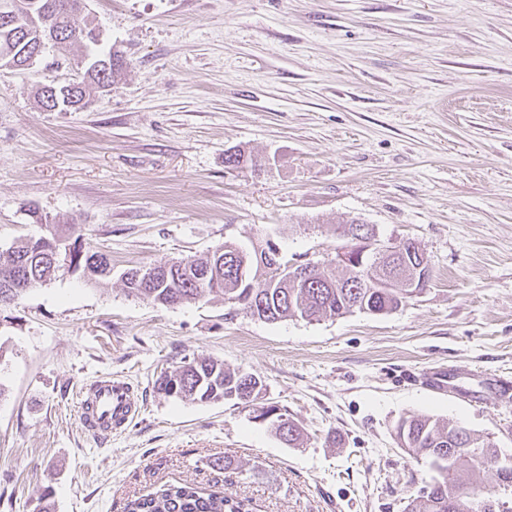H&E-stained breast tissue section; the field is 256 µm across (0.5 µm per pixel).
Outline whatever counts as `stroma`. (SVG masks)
<instances>
[{
  "label": "stroma",
  "instance_id": "35a3bbf8",
  "mask_svg": "<svg viewBox=\"0 0 512 512\" xmlns=\"http://www.w3.org/2000/svg\"><path fill=\"white\" fill-rule=\"evenodd\" d=\"M126 65L76 112L42 85L85 49L0 69V251L44 228L106 254L0 306V512H125L193 483L254 512H404L431 471L400 448L405 416L440 417L512 454V0H84ZM250 157L226 167L229 151ZM413 239L432 278L388 314L278 323L221 298L128 296L127 269L274 240L283 260L334 255V227ZM253 372L261 403L303 429L279 440L234 400L161 393L183 358ZM462 369L461 391L416 375ZM132 383L141 414L86 434L75 393ZM229 469L214 467L215 459Z\"/></svg>",
  "mask_w": 512,
  "mask_h": 512
}]
</instances>
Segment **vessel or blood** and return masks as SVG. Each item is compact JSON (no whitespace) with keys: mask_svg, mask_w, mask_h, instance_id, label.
Masks as SVG:
<instances>
[{"mask_svg":"<svg viewBox=\"0 0 512 512\" xmlns=\"http://www.w3.org/2000/svg\"><path fill=\"white\" fill-rule=\"evenodd\" d=\"M78 416L84 431L109 436L123 431L140 412L138 396L125 381L101 377L89 391L79 393Z\"/></svg>","mask_w":512,"mask_h":512,"instance_id":"vessel-or-blood-1","label":"vessel or blood"}]
</instances>
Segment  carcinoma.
<instances>
[{
	"instance_id": "cac0c4a2",
	"label": "carcinoma",
	"mask_w": 512,
	"mask_h": 512,
	"mask_svg": "<svg viewBox=\"0 0 512 512\" xmlns=\"http://www.w3.org/2000/svg\"><path fill=\"white\" fill-rule=\"evenodd\" d=\"M30 12L15 15L7 23L0 21V67L11 62L24 70L33 63L35 45L23 31L43 24L60 31L61 39L53 46L61 51L75 43L100 45L94 36V19L81 15L83 0H29ZM124 60L116 52L99 50L81 72L78 90L46 106L50 112H68L86 108V89L112 86L121 75ZM356 220L336 227L339 245H351L361 265L341 267L336 276L321 269L313 272L309 282L301 284L287 276L276 282H263L256 288L252 274L258 273L259 249H246L234 242L222 246L224 270L208 279L200 274L211 267L216 257L182 259L155 266L154 277L136 278V269L123 274L125 290L131 296L164 307L200 300L207 296H224L232 305L248 307L258 302L262 310L258 319L276 323L288 318L319 321L355 311L386 314L416 297L415 285L430 281L431 268L406 247L384 259L363 253V247L349 236ZM71 227L51 225L45 237L20 239L0 252V296L23 294L51 281L62 269L54 257L53 244L70 238ZM69 267L83 268L94 277H106L111 271L107 255L70 251ZM246 373L224 367L217 359L196 358L183 361L174 372L162 374L157 389L182 400L211 402L240 400L239 392ZM396 434L403 435L400 447L416 460L432 461L448 448V437L460 439L465 464H443L431 480L409 496L404 512H512V475L496 473L489 437L428 415H408L399 420ZM495 473V482L484 483L485 473ZM126 512H251V502L221 491H207L193 484H163L155 491L130 500Z\"/></svg>"
}]
</instances>
